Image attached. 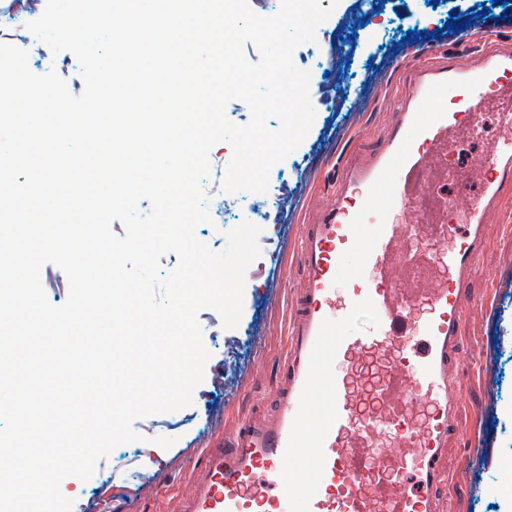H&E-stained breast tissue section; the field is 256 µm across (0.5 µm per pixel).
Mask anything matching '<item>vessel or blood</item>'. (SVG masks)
<instances>
[{"label": "vessel or blood", "mask_w": 512, "mask_h": 512, "mask_svg": "<svg viewBox=\"0 0 512 512\" xmlns=\"http://www.w3.org/2000/svg\"><path fill=\"white\" fill-rule=\"evenodd\" d=\"M408 79L376 152L341 165L317 222L302 227L303 282L271 415L205 449L178 512H439L452 493L443 459L464 389L462 285L512 185V108L498 113L504 135L480 165L478 195L449 194L437 158L490 100L512 98V53L464 67L431 53ZM419 237L438 272L408 250ZM353 253L363 270L339 288ZM362 313L369 327L338 331ZM367 358L384 364L371 387L359 375Z\"/></svg>", "instance_id": "1"}]
</instances>
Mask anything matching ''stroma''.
I'll return each mask as SVG.
<instances>
[{
  "mask_svg": "<svg viewBox=\"0 0 512 512\" xmlns=\"http://www.w3.org/2000/svg\"><path fill=\"white\" fill-rule=\"evenodd\" d=\"M330 16L316 29L314 42L298 46L295 65L309 71L315 109L300 145L275 164L262 198L238 192L235 211L219 214L210 199V222L196 238L219 251L225 231L248 221L262 229L260 255L246 278L243 311L236 328L218 324V311H199L202 340L210 353L203 381L190 406L135 421L144 454L130 462L133 444L115 447L98 460L86 480L64 478L61 493L71 512H104L113 492H121L124 512H176L191 488L192 472L203 448L224 437L244 417L270 410L268 390L285 350L302 272L296 262L302 225L332 188V175L351 154L376 146L404 95L403 71L431 51L454 54L460 62L486 48L495 34L501 50L512 48V17L496 0H320ZM9 0H0V44L26 47L28 66L38 75L56 71L70 93L84 90L80 65L70 52L47 51L27 28L28 16L6 19ZM350 15L362 27L347 46L336 31ZM470 19L463 31H448L450 16ZM499 130L494 112L480 113L474 132L448 150V170L478 171ZM500 218L480 256V271L469 278V305L460 334V366L466 387L457 406L455 434L448 442L446 466L456 487L445 512H512V188L503 192Z\"/></svg>",
  "mask_w": 512,
  "mask_h": 512,
  "instance_id": "stroma-1",
  "label": "stroma"
}]
</instances>
